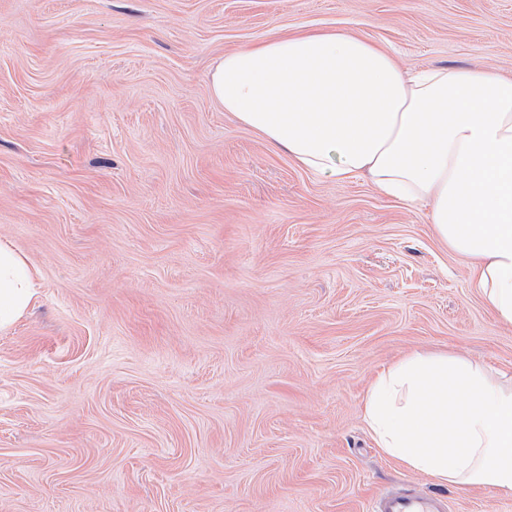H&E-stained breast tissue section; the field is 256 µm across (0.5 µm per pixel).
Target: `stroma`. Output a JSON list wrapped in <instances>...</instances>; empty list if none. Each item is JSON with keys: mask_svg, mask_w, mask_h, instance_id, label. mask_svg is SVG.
Instances as JSON below:
<instances>
[{"mask_svg": "<svg viewBox=\"0 0 512 512\" xmlns=\"http://www.w3.org/2000/svg\"><path fill=\"white\" fill-rule=\"evenodd\" d=\"M299 28L512 72V0H0V240L41 279L0 334V512H512L363 418L414 350L512 374L428 207L299 167L207 92ZM447 504L438 496L387 497L382 499L376 512H446Z\"/></svg>", "mask_w": 512, "mask_h": 512, "instance_id": "obj_1", "label": "stroma"}]
</instances>
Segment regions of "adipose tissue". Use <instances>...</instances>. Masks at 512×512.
<instances>
[{
    "label": "adipose tissue",
    "instance_id": "adipose-tissue-1",
    "mask_svg": "<svg viewBox=\"0 0 512 512\" xmlns=\"http://www.w3.org/2000/svg\"><path fill=\"white\" fill-rule=\"evenodd\" d=\"M210 96L300 167L423 203L470 284L512 325V75L463 67L408 74L342 30L277 35L225 53ZM40 275L0 241V332L39 296ZM377 445L439 485L512 497V377L448 353L410 352L364 400Z\"/></svg>",
    "mask_w": 512,
    "mask_h": 512
}]
</instances>
